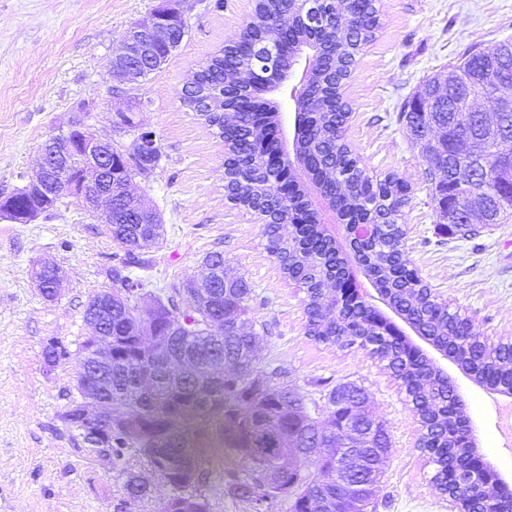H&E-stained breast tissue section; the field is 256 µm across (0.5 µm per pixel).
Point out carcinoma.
I'll use <instances>...</instances> for the list:
<instances>
[{
	"mask_svg": "<svg viewBox=\"0 0 512 512\" xmlns=\"http://www.w3.org/2000/svg\"><path fill=\"white\" fill-rule=\"evenodd\" d=\"M348 8L357 17V27L344 31L332 22L311 28L301 12L288 11L286 0H257L240 40L207 57L195 70L190 85L179 93L182 106L196 114L224 142V193L227 199L252 213L262 224L264 249L279 265L283 276L304 294L306 335L317 343L340 349L362 348L378 360L404 388L412 410L420 419V441L433 465L431 481L444 490H459L469 512H493L492 495L497 483L477 471L463 475V485L444 483L448 461H463L473 452L472 437L462 414L454 409L448 379L439 375L429 359L390 331L391 325L359 296L344 287L340 296L329 299L322 293L327 278H344L349 284L345 260L336 243L324 234L320 219L306 199V193L287 176L296 166H307L325 202L344 224H370L372 235L353 247L354 257L365 276L423 338L435 348L454 357L479 383L498 391H512V343L492 344L458 310L449 308L423 284L409 267L404 251V229L400 224L409 202L407 186L397 176L369 175L344 139L346 105L335 96L334 87L349 75V65L362 47L372 41L380 28L375 0H350ZM288 13V49L278 54L276 68L262 64L268 32L276 17ZM314 48L326 58V65L311 69L308 88L298 96L296 110L301 126L292 150L282 147L278 105L262 94L277 90L298 55ZM479 74V88L490 95L512 82V57L496 67L470 53L457 65ZM400 118L415 141L435 125L442 129L446 156L427 160L425 181L433 187L439 213L464 199L470 185L454 177L465 144L456 128L471 121L469 110L455 106L450 113L404 111ZM262 124L271 138L263 145L251 139V127ZM512 153V112L507 132L487 146L486 166L492 173L489 188L504 201L503 212L512 210V179L497 172L499 157ZM122 223L109 227L112 240L123 244V254H114L115 264L107 269L112 282V435L107 448L119 459L136 448L147 458L170 487L171 494L161 512H211L206 496L197 492L200 474L209 460L193 457L185 462L180 454L188 448L189 437L196 445L217 442L226 456L239 457L242 468L226 482L227 492L250 502L286 499L289 512H308L305 502L323 497V512H347V490L336 485L333 460H310L291 448L305 430L322 437H334L342 428L348 410L336 404V392L348 388L339 384L327 396L323 416L314 417L309 408L288 403V389L277 385L278 368L260 369L255 362L256 334H239L235 324L250 311L253 289L242 277L224 276V256L210 253L206 261L219 268L203 288L188 294L185 276L170 291L145 290L142 279L131 269H143L148 260L145 246L134 250L149 229L139 211L125 205ZM294 223L292 241L282 238V225ZM157 305L158 323L148 324L140 308ZM83 313L84 336L70 350L65 343L52 354L49 363L58 366L74 354L81 356L82 371L75 378L76 395L62 414V420L88 442L79 409L74 407L92 379L90 345L92 337L107 328L91 312ZM193 351L196 362L184 380L169 376L154 380L152 394L145 395L142 380L152 375L156 359ZM241 365L232 375L227 365ZM170 432V447L158 451L154 437ZM279 448L288 452L292 467L277 473L269 482L253 465L252 453Z\"/></svg>",
	"mask_w": 512,
	"mask_h": 512,
	"instance_id": "obj_1",
	"label": "carcinoma"
}]
</instances>
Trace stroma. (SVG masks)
Wrapping results in <instances>:
<instances>
[{
  "label": "stroma",
  "instance_id": "obj_1",
  "mask_svg": "<svg viewBox=\"0 0 512 512\" xmlns=\"http://www.w3.org/2000/svg\"><path fill=\"white\" fill-rule=\"evenodd\" d=\"M163 2L0 0V193L22 185L45 140L79 107H87L97 135L111 136L112 51L131 24ZM214 3L180 0L187 34L139 91L137 118L155 133L162 156L131 190L156 208L165 227L163 241L146 251V287L203 275L204 257L223 253L225 269L254 289V326L268 328L257 347L259 368H280L284 384L308 404L325 405L338 384L361 386L371 416L386 423L392 448L377 490L382 512H448L400 383L368 351L306 336L302 293L265 251L261 224L224 195L223 142L178 99L199 62L236 37L253 6V0H224L218 10ZM376 6L381 27L347 82L346 140L370 175L393 173L409 185L402 222L411 268L490 340L512 336V213L472 238L446 233L424 180L426 161L398 119L427 77L447 72L468 50L488 52L512 41V0H376ZM117 250L106 225L70 198L29 224L0 219V512H160L170 492L135 452L117 462L76 441L60 416L81 359L52 367L44 357L50 340L72 344L81 336L87 301L111 286L106 269ZM39 260L65 272L55 299L44 298L32 278ZM355 282L362 300L459 386L484 466L512 486V445L497 429L489 391L418 336L363 273ZM238 467V460L225 459L199 484L212 512H254L224 489ZM128 470L145 481V496L127 494Z\"/></svg>",
  "mask_w": 512,
  "mask_h": 512
}]
</instances>
